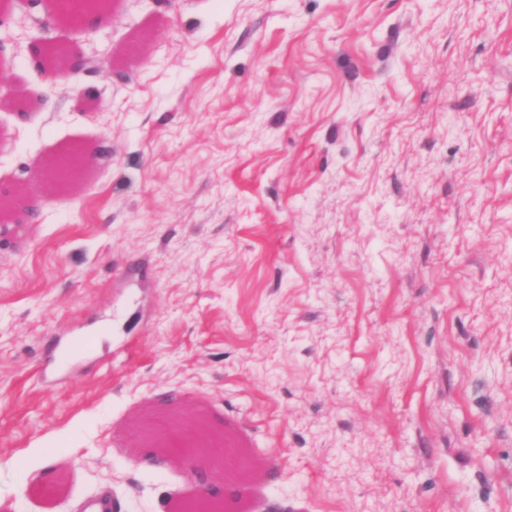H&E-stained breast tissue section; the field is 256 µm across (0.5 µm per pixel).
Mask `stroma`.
I'll return each instance as SVG.
<instances>
[{"label":"stroma","instance_id":"stroma-1","mask_svg":"<svg viewBox=\"0 0 512 512\" xmlns=\"http://www.w3.org/2000/svg\"><path fill=\"white\" fill-rule=\"evenodd\" d=\"M104 14L0 13V190L39 215L0 246V512H174L195 469L141 436L176 408L253 463L236 512H512V0ZM51 56L57 57L60 68L66 73L94 70L97 68V62L95 60L85 58L75 59L66 49L58 45H54L51 48Z\"/></svg>","mask_w":512,"mask_h":512}]
</instances>
